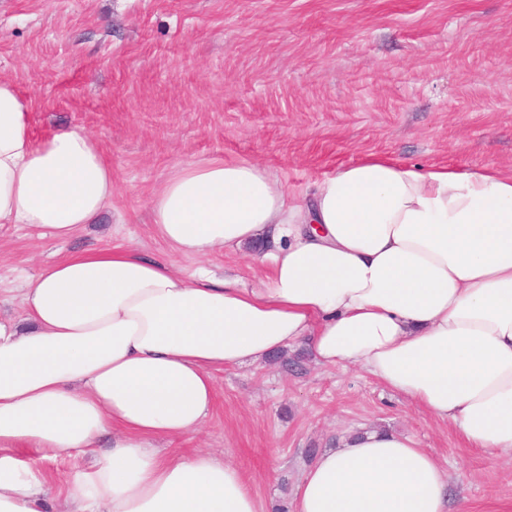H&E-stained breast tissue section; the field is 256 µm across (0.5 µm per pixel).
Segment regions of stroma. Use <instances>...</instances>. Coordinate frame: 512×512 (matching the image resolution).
I'll use <instances>...</instances> for the list:
<instances>
[{
	"label": "stroma",
	"mask_w": 512,
	"mask_h": 512,
	"mask_svg": "<svg viewBox=\"0 0 512 512\" xmlns=\"http://www.w3.org/2000/svg\"><path fill=\"white\" fill-rule=\"evenodd\" d=\"M0 80L32 103L30 131L93 136L112 167L106 223L60 241L0 227V320L22 286L72 252L133 246L191 276L153 232L148 199L176 165L255 162L295 192L375 157L512 174V0H0ZM250 248L213 270L258 285ZM200 433L267 512H288L313 452L376 427L411 437L448 474L451 503L512 512V456L467 446L447 423L364 372L310 355L214 374Z\"/></svg>",
	"instance_id": "35a3bbf8"
}]
</instances>
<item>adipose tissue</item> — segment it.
Instances as JSON below:
<instances>
[{"instance_id":"obj_1","label":"adipose tissue","mask_w":512,"mask_h":512,"mask_svg":"<svg viewBox=\"0 0 512 512\" xmlns=\"http://www.w3.org/2000/svg\"><path fill=\"white\" fill-rule=\"evenodd\" d=\"M29 113L0 80V224L66 239L101 218L112 170L83 129L34 143ZM149 209L181 256L272 236L251 256L270 275L188 278L112 247L29 279L25 317L0 322V512H266L232 462L159 443L200 432L216 371L298 347L512 452V175L374 158L298 196L213 157L177 165ZM27 449L70 461L57 494ZM293 512H448V478L410 437L364 429L315 457Z\"/></svg>"}]
</instances>
